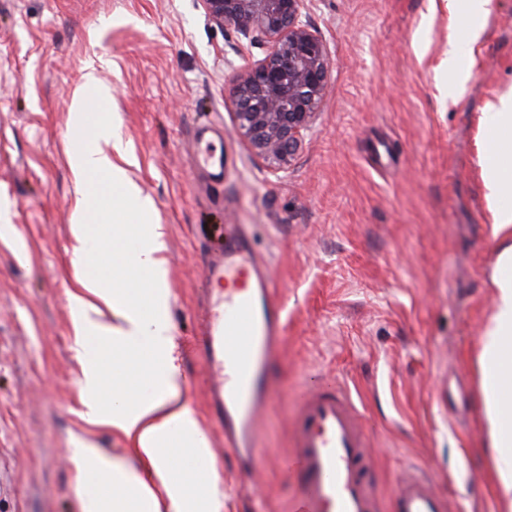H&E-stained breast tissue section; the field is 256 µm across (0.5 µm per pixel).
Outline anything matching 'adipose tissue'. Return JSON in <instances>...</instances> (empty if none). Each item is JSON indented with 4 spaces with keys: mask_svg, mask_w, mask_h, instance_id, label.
<instances>
[{
    "mask_svg": "<svg viewBox=\"0 0 512 512\" xmlns=\"http://www.w3.org/2000/svg\"><path fill=\"white\" fill-rule=\"evenodd\" d=\"M481 128L483 197L497 260L495 304L480 335V405L495 451V484L512 512V89L488 103ZM123 155L118 125L104 119L94 127L92 142H75L69 156L81 196L71 227L76 263L86 264L98 254V241L86 225L88 214L100 208L99 195L86 182L87 172L94 169L117 191L119 210L133 218L112 227L113 260L150 274L142 290L86 276L68 293L80 328L75 351L83 362L84 416L90 424L117 430L133 462L121 467L95 449H84L83 512H225L208 438L183 394L162 257L163 227L140 223L150 204L119 165ZM143 291L150 299L147 314L137 302ZM107 313L112 316L108 322L103 319ZM107 360L112 363L108 369L103 366ZM175 448L184 449L197 464L200 477L193 486L173 472ZM101 480L111 482V493L97 490Z\"/></svg>",
    "mask_w": 512,
    "mask_h": 512,
    "instance_id": "obj_1",
    "label": "adipose tissue"
}]
</instances>
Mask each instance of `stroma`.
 <instances>
[{
  "instance_id": "35a3bbf8",
  "label": "stroma",
  "mask_w": 512,
  "mask_h": 512,
  "mask_svg": "<svg viewBox=\"0 0 512 512\" xmlns=\"http://www.w3.org/2000/svg\"><path fill=\"white\" fill-rule=\"evenodd\" d=\"M453 0H307L330 76L297 159L271 173L233 128L231 87L261 59L197 0H0V512H81L79 449L127 456L82 418L68 292L78 204L71 104L86 75L109 88L125 168L165 227L163 257L184 395L212 448L228 512L249 497L288 512L282 460L301 393L344 379L372 437L381 498L419 470L450 512H505L491 488L477 354L495 291L480 117L512 87V0H492L448 100ZM218 134L224 181L192 169ZM244 224L274 272L286 341L261 415L266 465L242 480L211 420L205 361L190 351L203 250Z\"/></svg>"
}]
</instances>
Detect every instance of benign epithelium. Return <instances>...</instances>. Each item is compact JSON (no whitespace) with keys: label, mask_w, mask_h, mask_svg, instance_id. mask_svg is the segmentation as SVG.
I'll return each instance as SVG.
<instances>
[{"label":"benign epithelium","mask_w":512,"mask_h":512,"mask_svg":"<svg viewBox=\"0 0 512 512\" xmlns=\"http://www.w3.org/2000/svg\"><path fill=\"white\" fill-rule=\"evenodd\" d=\"M210 22L232 32V50L264 57L231 90L235 132L272 172L297 157L322 103L330 59L321 34L302 21L306 0H198Z\"/></svg>","instance_id":"benign-epithelium-1"}]
</instances>
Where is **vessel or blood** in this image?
Listing matches in <instances>:
<instances>
[{
	"label": "vessel or blood",
	"mask_w": 512,
	"mask_h": 512,
	"mask_svg": "<svg viewBox=\"0 0 512 512\" xmlns=\"http://www.w3.org/2000/svg\"><path fill=\"white\" fill-rule=\"evenodd\" d=\"M196 165L224 178V152L208 145ZM211 283H235L234 292L209 295L204 328L195 340L213 375L226 450L246 455L249 468L264 464L258 447L260 415L271 365L285 340L284 308L275 296L271 266L255 255L242 225L225 229L224 243L204 267ZM285 461L301 482L290 512H380L368 450L371 437L347 387L318 380L300 400ZM392 512H448L429 478L414 473L395 482Z\"/></svg>",
	"instance_id": "b4317fda"
}]
</instances>
